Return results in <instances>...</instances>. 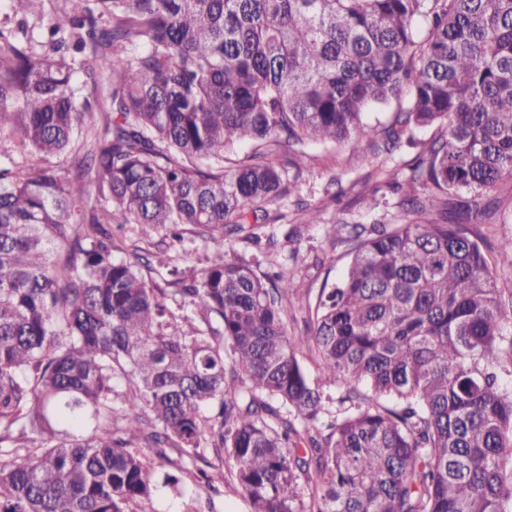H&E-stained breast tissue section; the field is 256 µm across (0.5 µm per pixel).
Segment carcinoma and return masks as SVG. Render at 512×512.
Segmentation results:
<instances>
[{
  "label": "carcinoma",
  "mask_w": 512,
  "mask_h": 512,
  "mask_svg": "<svg viewBox=\"0 0 512 512\" xmlns=\"http://www.w3.org/2000/svg\"><path fill=\"white\" fill-rule=\"evenodd\" d=\"M44 2L0 0V512L180 491L185 467H147V425L192 462L224 452L249 512H512V237L489 256L481 233L512 182V0ZM404 90L387 127L364 121ZM433 126L413 218L333 225L352 260L289 336L295 282L224 252L292 192L276 147L390 153ZM243 143L260 151L225 169ZM111 224L194 226L213 259L170 271L169 305ZM27 434L45 446L21 454Z\"/></svg>",
  "instance_id": "1"
}]
</instances>
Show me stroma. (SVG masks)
<instances>
[{
	"instance_id": "35a3bbf8",
	"label": "stroma",
	"mask_w": 512,
	"mask_h": 512,
	"mask_svg": "<svg viewBox=\"0 0 512 512\" xmlns=\"http://www.w3.org/2000/svg\"><path fill=\"white\" fill-rule=\"evenodd\" d=\"M434 135L433 129L416 131L414 143H404L392 153L378 156L369 150H352L345 145H306L307 157L294 193L270 206V217L251 227L252 240L232 236L224 242L228 258H240L257 265L258 273L278 272L293 278L296 290L286 302L288 332L295 337L307 333L316 297L324 282L335 281L347 267L351 256L347 243L336 240L332 224H399L408 214L402 206L399 188L410 174V168L421 146ZM317 210L318 223H308L310 210ZM116 255L128 256L140 248L150 260L154 272L152 282L166 287L168 271L179 268L193 276L205 267L211 250L189 227L182 241H173L164 230L132 224L118 233ZM199 468L212 474H223L210 497L190 501L167 494L150 501L131 504V512H186L190 504L206 507L214 503L217 512H248L243 497L234 488L232 466L224 455L212 447H204Z\"/></svg>"
}]
</instances>
